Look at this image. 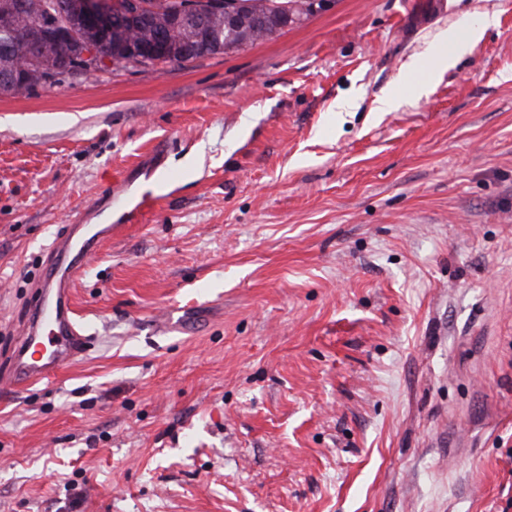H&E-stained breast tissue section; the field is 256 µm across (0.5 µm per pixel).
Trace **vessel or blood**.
Returning a JSON list of instances; mask_svg holds the SVG:
<instances>
[{"label":"vessel or blood","instance_id":"b4317fda","mask_svg":"<svg viewBox=\"0 0 512 512\" xmlns=\"http://www.w3.org/2000/svg\"><path fill=\"white\" fill-rule=\"evenodd\" d=\"M160 199L150 193L139 200H122L125 217L151 212ZM108 224H89L84 213L72 215L46 253L44 271L36 281L38 304L22 322L17 347L0 385L17 389L50 380L87 349L88 340L72 311L71 289L84 274L88 259L105 241L111 240Z\"/></svg>","mask_w":512,"mask_h":512}]
</instances>
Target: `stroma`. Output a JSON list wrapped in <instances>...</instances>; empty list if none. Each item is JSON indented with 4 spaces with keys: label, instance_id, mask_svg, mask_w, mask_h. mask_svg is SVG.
<instances>
[{
    "label": "stroma",
    "instance_id": "stroma-1",
    "mask_svg": "<svg viewBox=\"0 0 512 512\" xmlns=\"http://www.w3.org/2000/svg\"><path fill=\"white\" fill-rule=\"evenodd\" d=\"M106 179L163 198L73 286L85 355L0 390V512H512V0L0 96V370ZM490 23L488 16L484 17V24L477 30V26L468 28L465 33L459 27L448 30V36L443 40L446 45L444 49L439 51L436 55L437 66L436 69L452 68L456 65L459 58V52L462 46L467 43L473 36L477 37L483 28Z\"/></svg>",
    "mask_w": 512,
    "mask_h": 512
}]
</instances>
